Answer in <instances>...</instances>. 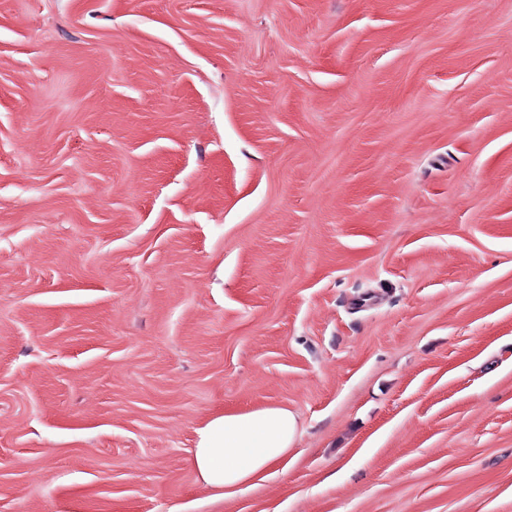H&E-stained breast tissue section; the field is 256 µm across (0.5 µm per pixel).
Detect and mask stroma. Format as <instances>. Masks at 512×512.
Listing matches in <instances>:
<instances>
[{"mask_svg":"<svg viewBox=\"0 0 512 512\" xmlns=\"http://www.w3.org/2000/svg\"><path fill=\"white\" fill-rule=\"evenodd\" d=\"M0 512H512V0H0ZM297 430L295 415L284 407L215 415L196 431L193 467L217 497L233 495L288 456Z\"/></svg>","mask_w":512,"mask_h":512,"instance_id":"1","label":"stroma"}]
</instances>
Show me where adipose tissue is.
I'll use <instances>...</instances> for the list:
<instances>
[{
	"label": "adipose tissue",
	"instance_id": "obj_1",
	"mask_svg": "<svg viewBox=\"0 0 512 512\" xmlns=\"http://www.w3.org/2000/svg\"><path fill=\"white\" fill-rule=\"evenodd\" d=\"M297 430L295 415L284 407L213 416L197 431L193 467L217 497L235 494L287 457Z\"/></svg>",
	"mask_w": 512,
	"mask_h": 512
}]
</instances>
